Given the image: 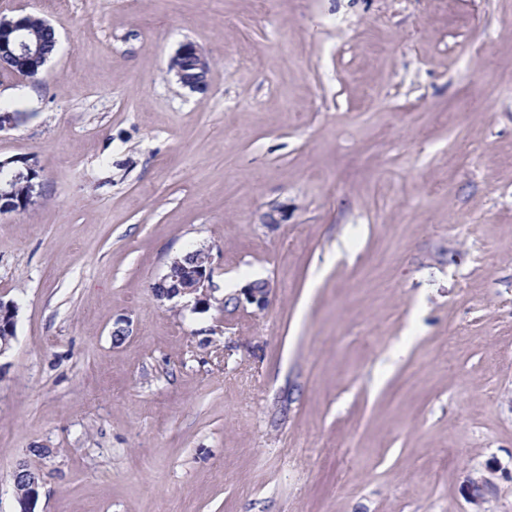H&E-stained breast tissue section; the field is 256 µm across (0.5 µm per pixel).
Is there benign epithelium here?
<instances>
[{
    "label": "benign epithelium",
    "mask_w": 512,
    "mask_h": 512,
    "mask_svg": "<svg viewBox=\"0 0 512 512\" xmlns=\"http://www.w3.org/2000/svg\"><path fill=\"white\" fill-rule=\"evenodd\" d=\"M36 49L26 32L25 17H0V58L6 57L11 62V74L22 80L34 78L31 61L34 60ZM191 61L201 73L209 72L210 62L207 55L199 46L192 42L181 44L171 57L169 71L176 81L192 91H201L206 86V79L188 83L183 77L182 62ZM11 172L18 180L24 181L27 194L20 203L0 191V214L21 210L27 206L36 187L38 171L28 159L16 157L0 160V170ZM185 261H170L164 275L151 285L154 297L160 301H171L175 298L189 297L194 300V308H207L213 292V268L209 250L197 248L184 253ZM272 293V285L268 280H255L240 290L244 299L237 306L246 308L252 305L259 310L264 309ZM19 306L16 301L0 298V355L11 347L15 336ZM487 473L470 474L465 483L466 498L472 512H482L486 495L492 489L494 482ZM13 488L20 512H33V505L39 495L41 476L38 469L23 461L17 464L13 471Z\"/></svg>",
    "instance_id": "obj_1"
}]
</instances>
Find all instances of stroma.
<instances>
[{
  "label": "stroma",
  "instance_id": "35a3bbf8",
  "mask_svg": "<svg viewBox=\"0 0 512 512\" xmlns=\"http://www.w3.org/2000/svg\"><path fill=\"white\" fill-rule=\"evenodd\" d=\"M64 2L0 0L59 35L0 71V512L23 460L34 512H469L489 466L512 512V0ZM192 246L209 307L158 302ZM192 61L197 69L204 74L199 82L187 83L183 77L182 62ZM210 62L207 55L199 46L192 42L181 44L171 57L169 63V71L173 73L176 81L183 87H187L192 91H201L206 86V75L209 72ZM10 163L17 164L20 169L16 170ZM4 169L10 171L14 175L15 179H18V181L13 183H7L6 179L0 182L3 186L8 187V191L11 193L12 198L15 201H18V207H16V203L11 197L4 194L3 191H0V214L22 210L23 206L25 208L31 201L36 187L35 180L39 177L38 171L26 158L16 157L0 160V170ZM22 180H24V187H26L27 194L22 202H19L23 191V187L21 186L23 184ZM272 293V285L268 280H255L247 284L240 290V295L244 296V301L238 297L236 307L246 309V304L255 306L258 310L264 309ZM19 306L16 301L10 299L4 301L0 298V356L10 349L11 341L15 336V328L18 320ZM487 473L489 474H470L465 481L466 498L473 512L482 511L486 495L494 485V482L489 480L494 475V470L489 469Z\"/></svg>",
  "mask_w": 512,
  "mask_h": 512
}]
</instances>
